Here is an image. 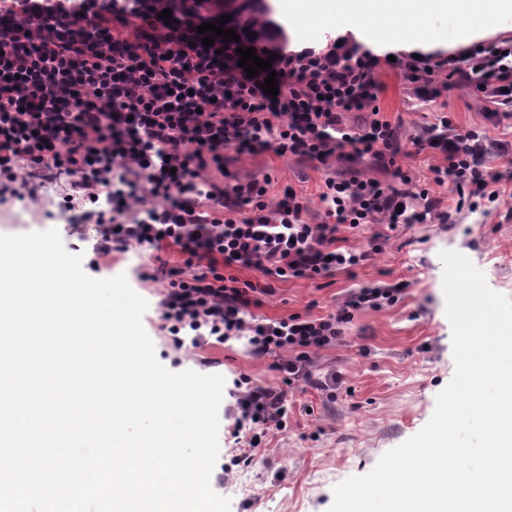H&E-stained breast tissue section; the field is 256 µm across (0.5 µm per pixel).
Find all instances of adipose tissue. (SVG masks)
Instances as JSON below:
<instances>
[{
    "label": "adipose tissue",
    "mask_w": 512,
    "mask_h": 512,
    "mask_svg": "<svg viewBox=\"0 0 512 512\" xmlns=\"http://www.w3.org/2000/svg\"><path fill=\"white\" fill-rule=\"evenodd\" d=\"M294 30L317 40L324 33H353L381 52L426 48L440 43L431 20L438 15L459 19L467 36L487 28L491 15L512 14V0H280Z\"/></svg>",
    "instance_id": "1"
}]
</instances>
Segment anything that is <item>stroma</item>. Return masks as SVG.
<instances>
[{"label": "stroma", "mask_w": 512, "mask_h": 512, "mask_svg": "<svg viewBox=\"0 0 512 512\" xmlns=\"http://www.w3.org/2000/svg\"><path fill=\"white\" fill-rule=\"evenodd\" d=\"M380 79V107L398 125L403 140L426 136L445 116L457 128L479 131L488 164L501 177L502 196L488 211L457 209V194L450 186L429 183L435 155L428 150L410 151L400 163L417 187L429 188L441 208L452 211L448 228L432 220L388 232L382 251L363 267L327 278L279 282L273 295L263 297L254 309L261 317L321 316L369 283L403 285L397 303L356 313L345 339L319 351L313 373L339 375L336 394L312 385L288 386L274 370L273 358L252 356L243 341L175 352L155 326L159 283L136 279L137 271L156 268L154 258L116 254L111 267L99 272L103 279L126 274L133 289L147 300L143 325L157 359L167 369L206 371L228 381L245 373L286 392L288 430L262 434L255 464L232 465V456L241 448L231 435L230 421L220 423L218 461L231 464L232 470L219 494L230 499L231 512H328L335 485L368 473L385 452L428 422L437 394L455 370L441 251L465 255L484 272L492 290L512 297V163L498 156L499 146L512 145V104L492 103L459 76L434 96L418 95L404 83L399 69L385 64L380 67ZM352 169L381 181L390 178L389 172L365 156H335L322 166L266 151L240 155L231 148L224 151L223 165L211 166L210 174L220 182L270 177L273 200L280 199L285 188H294L308 201L309 222L316 223L322 217L318 192L323 180ZM63 191V179L43 180L37 184L35 197L0 204V234L54 228L69 252L91 261L93 236L66 227L58 213L56 204Z\"/></svg>", "instance_id": "35a3bbf8"}]
</instances>
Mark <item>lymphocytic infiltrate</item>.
I'll use <instances>...</instances> for the list:
<instances>
[{
	"label": "lymphocytic infiltrate",
	"mask_w": 512,
	"mask_h": 512,
	"mask_svg": "<svg viewBox=\"0 0 512 512\" xmlns=\"http://www.w3.org/2000/svg\"><path fill=\"white\" fill-rule=\"evenodd\" d=\"M160 11L143 0H0V203L28 195L26 173L65 177L62 215L95 225L97 258L170 247L181 256L179 265L164 261L148 275L164 282L158 329L175 351L243 339L259 358L287 351L275 365L286 382L308 379L316 352L343 339L355 312L394 303L401 288L357 289L321 317L255 316L272 280L349 272L381 249V234L347 248L341 232L432 217L445 224L451 214L428 189L410 191L411 177L396 164L401 147L378 105V56L333 41L298 51L268 45L279 89L273 97L263 76L238 65L248 38L218 36L204 46L197 28L218 22V13L197 10L169 25ZM462 60L484 93L512 99V40L476 44ZM395 65L424 96L455 74L447 59L409 55ZM344 112L371 119L348 130ZM417 146L442 155L431 180L452 183L459 202L500 199V178L486 167L474 131L443 130ZM227 147L322 165L349 149L391 167L394 181L357 171L325 178L323 217L313 224L294 189L273 203L266 182L216 184L208 169ZM233 267L260 278L239 279ZM229 394L224 414L234 433L286 430L283 394L245 374Z\"/></svg>",
	"instance_id": "f902f5d3"
}]
</instances>
